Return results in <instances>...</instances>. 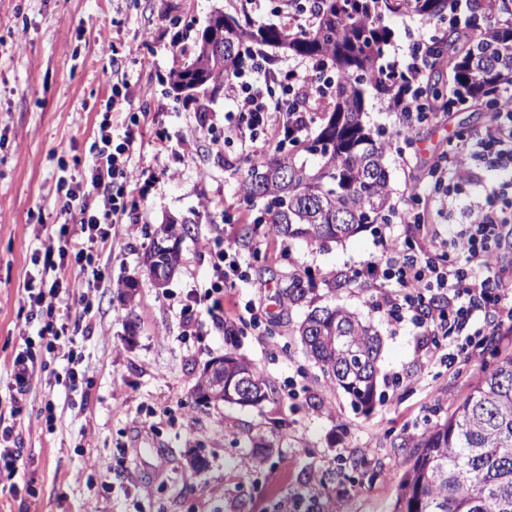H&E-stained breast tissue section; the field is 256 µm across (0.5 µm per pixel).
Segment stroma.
Masks as SVG:
<instances>
[{
  "mask_svg": "<svg viewBox=\"0 0 512 512\" xmlns=\"http://www.w3.org/2000/svg\"><path fill=\"white\" fill-rule=\"evenodd\" d=\"M242 19L247 0H0V413L12 406L7 361L18 348L24 285L40 242L33 227L66 223L79 231L78 210H66L59 179L87 171L96 129L112 103V64L130 82L112 128L137 135L132 163L155 176L147 195L131 191L127 238L115 225L101 280L70 274L74 294L90 292L93 332L78 333L76 385L39 379L27 400L36 411L57 406L52 431H24L21 476L35 496L0 493V512H396L398 484L416 442L446 417L482 375L489 351L466 365L417 362L423 329L394 322L375 306L367 262L382 249L383 225L372 224L324 246L264 237L258 209L240 192L247 158L222 140L223 96L187 101L166 78L181 66L182 33L201 32L210 14ZM206 106L213 130L196 112ZM486 108L468 104L415 128L416 154L389 149L392 198L408 194L433 159L459 134L478 132ZM169 149L161 153L158 141ZM200 213L195 238L165 286L141 263L145 245L168 217ZM223 237L240 263L224 291V318L237 321L251 303L265 317L227 341L203 307L185 311L189 292L214 279L205 240ZM343 273L350 287L325 294L324 279ZM302 275L314 287L299 302L286 289ZM134 283L126 292L125 283ZM337 302L365 317L383 339L379 399L364 411L331 388L306 355L295 329L313 307ZM135 330H128V322ZM202 323L188 336L187 322ZM233 353L251 361L273 387L258 407L196 402L194 384L206 363ZM196 418L193 431L183 413ZM263 457L247 470L243 458ZM133 471L139 486L124 476Z\"/></svg>",
  "mask_w": 512,
  "mask_h": 512,
  "instance_id": "1",
  "label": "stroma"
}]
</instances>
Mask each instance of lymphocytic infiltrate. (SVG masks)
<instances>
[{"label":"lymphocytic infiltrate","instance_id":"obj_1","mask_svg":"<svg viewBox=\"0 0 512 512\" xmlns=\"http://www.w3.org/2000/svg\"><path fill=\"white\" fill-rule=\"evenodd\" d=\"M441 40L438 31L421 28L393 67L406 81L393 108L399 112V141L409 144L416 125L436 120L423 94L432 52ZM333 78L316 75L302 65L275 76L256 64L250 77L235 75L224 82L231 104L224 130L247 134L257 144L267 132L276 136L306 131L318 104L328 101ZM135 139L112 141V123L99 125V143L85 178L60 179L57 192L66 206L78 208L79 233L62 224L49 236L32 262L35 273L25 285L26 302L40 321L39 336L56 346L69 331L73 299L66 273L87 270L112 245L110 224L127 213L131 183L151 185L153 178L132 163ZM512 171V91L499 94L489 107L481 133L459 136L453 152L428 171V183H415L402 207L389 221L411 224L421 232L419 242L388 235L369 267L380 282L377 306L388 317L410 320L429 336L424 355L432 362L447 353L449 364L469 362L476 346L500 329L498 315L512 316V275L500 265V251L512 248V179H477L476 169ZM450 224L440 232V221ZM19 419L0 418V489L19 494L17 482L24 460Z\"/></svg>","mask_w":512,"mask_h":512}]
</instances>
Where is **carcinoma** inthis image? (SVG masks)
Returning a JSON list of instances; mask_svg holds the SVG:
<instances>
[{
  "label": "carcinoma",
  "instance_id": "1",
  "mask_svg": "<svg viewBox=\"0 0 512 512\" xmlns=\"http://www.w3.org/2000/svg\"><path fill=\"white\" fill-rule=\"evenodd\" d=\"M482 13L512 12V0H476ZM448 0H311L315 22L290 31L283 26L231 18L221 43L206 32L182 47L183 65L168 83L192 96L199 88L216 95L224 80L237 74L253 46L268 45L311 60L321 73L336 75L328 117L311 143L287 137L320 157L309 169L283 146L272 156L249 162L241 181L244 199L262 203L256 223L272 234L309 243L342 242L390 213L385 156L391 143L373 135L362 122L366 98L393 95L398 82L379 64L392 31L385 20L405 12L422 19L442 18ZM448 62L452 85L482 100L512 82V25L488 24L478 36L457 44L454 33L435 48L433 65ZM172 219L159 226L144 248L149 275L162 264L177 270L179 246L161 252L158 242ZM301 340L321 372L347 393L355 407L369 410L377 397L383 341L370 322L340 306L310 311L298 326ZM483 377L441 422L418 439L420 448L399 482L397 508L422 495V512H512V352L495 350ZM254 391L251 406L269 398L271 385L255 366L232 353L224 355L222 374L203 371L196 380L198 399L239 403L237 385Z\"/></svg>",
  "mask_w": 512,
  "mask_h": 512
}]
</instances>
